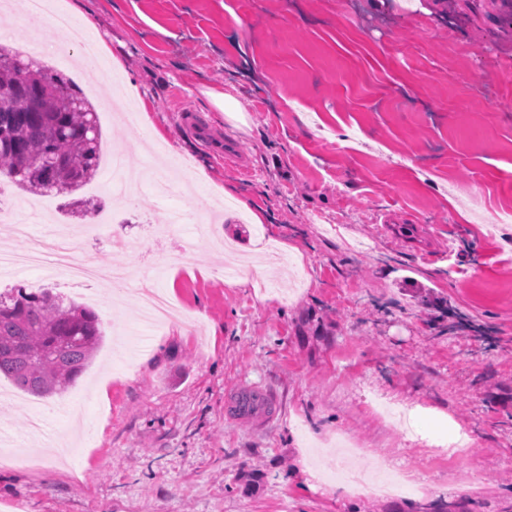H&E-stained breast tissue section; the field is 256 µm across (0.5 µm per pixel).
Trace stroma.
I'll return each mask as SVG.
<instances>
[{
  "instance_id": "obj_1",
  "label": "stroma",
  "mask_w": 512,
  "mask_h": 512,
  "mask_svg": "<svg viewBox=\"0 0 512 512\" xmlns=\"http://www.w3.org/2000/svg\"><path fill=\"white\" fill-rule=\"evenodd\" d=\"M12 2L8 49L58 41ZM54 2L91 18L156 134L109 112L98 73L60 70L101 133L98 173L74 193L114 218L75 252L100 279L19 268L0 290L89 305L104 338L62 394L0 398L19 447L0 451V512H512V224L480 219L512 208V0ZM230 88L238 122L207 96ZM189 110L209 141L184 128ZM118 152L141 174L121 208ZM253 206L303 274L294 296ZM119 262L135 273L121 286ZM145 279L180 315L133 354ZM252 384L276 417L229 419ZM454 429L482 494L448 473ZM340 433L432 493L335 490Z\"/></svg>"
}]
</instances>
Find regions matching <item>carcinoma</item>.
<instances>
[{
	"instance_id": "1",
	"label": "carcinoma",
	"mask_w": 512,
	"mask_h": 512,
	"mask_svg": "<svg viewBox=\"0 0 512 512\" xmlns=\"http://www.w3.org/2000/svg\"><path fill=\"white\" fill-rule=\"evenodd\" d=\"M100 129L59 74L0 46V174L35 193L78 190L97 174ZM103 340L96 314L49 291L0 293V379L46 397L72 386Z\"/></svg>"
}]
</instances>
